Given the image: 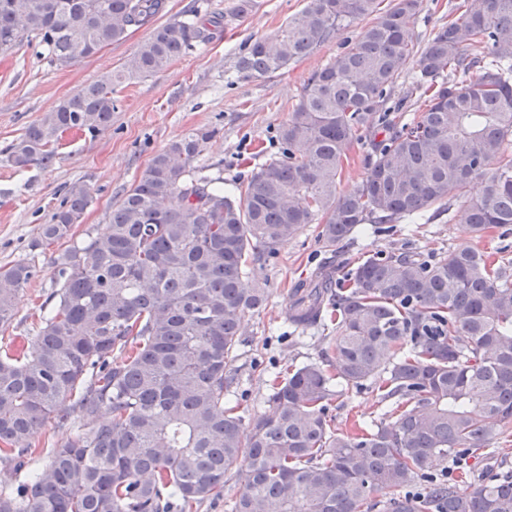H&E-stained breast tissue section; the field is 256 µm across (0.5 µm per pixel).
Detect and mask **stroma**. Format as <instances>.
<instances>
[{"label": "stroma", "mask_w": 512, "mask_h": 512, "mask_svg": "<svg viewBox=\"0 0 512 512\" xmlns=\"http://www.w3.org/2000/svg\"><path fill=\"white\" fill-rule=\"evenodd\" d=\"M237 3L168 0L171 17L192 5L202 14L224 13L216 39L176 59L162 73L117 87L120 103L111 126L92 140L65 134L51 167L33 164L17 169L0 161V267L27 262L37 269L18 296L16 318L0 327V346L34 335L36 326L27 315L58 286L52 258L104 232L113 204L170 141L195 128L215 130L195 165L202 175L223 178L228 189L279 153V126L287 120L311 74L341 51V41L332 39L272 76H244L238 61L248 39L277 31L306 0H252L248 12L239 17L232 14ZM147 35V30H138L66 67L52 64L34 42L0 55V152L65 97L119 69ZM76 184L89 188L91 202L72 239L34 247L39 226L49 223L66 190ZM463 211L464 202L457 199L450 214L385 225L382 231L358 237L337 252L323 248L317 225L309 224L278 247L274 257L251 265L245 281L266 288L268 299L259 313L243 321L240 356L231 367L233 389L242 395L246 415L265 410L270 383L284 367L321 361L330 348V327L299 330L288 322V300L297 281L324 265L344 274L360 253L396 250L406 243L437 256L464 246L483 252L512 248V235L503 238L495 230L481 238L472 235L459 221ZM385 410L375 393L349 390L330 401L327 414L333 428L346 432L354 423L381 417ZM88 430L76 412L70 413L64 426H45L32 440L34 465H46L54 448Z\"/></svg>", "instance_id": "stroma-1"}]
</instances>
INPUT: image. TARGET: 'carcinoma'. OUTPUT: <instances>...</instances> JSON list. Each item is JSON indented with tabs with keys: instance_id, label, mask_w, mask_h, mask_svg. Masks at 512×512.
Listing matches in <instances>:
<instances>
[{
	"instance_id": "obj_1",
	"label": "carcinoma",
	"mask_w": 512,
	"mask_h": 512,
	"mask_svg": "<svg viewBox=\"0 0 512 512\" xmlns=\"http://www.w3.org/2000/svg\"><path fill=\"white\" fill-rule=\"evenodd\" d=\"M382 2L307 0L246 44L239 71L264 77L373 18L308 80L278 128L281 156L226 191L193 167L216 131L191 129L152 157L104 233L54 258L60 288L35 349L0 351V462L23 476L0 485V512H193L223 496L239 459L250 476L231 512H512L511 470L477 480L462 467L512 424L507 251L429 258L407 245L368 254L340 281L316 271L293 291L288 319L329 321L332 360L288 370L247 424L229 405L240 324L267 300V289L244 286L246 269L305 225L336 249L369 220L439 215L463 197L475 236L512 226V0H464L423 46V0ZM165 9L166 0H0V54L36 40L61 67L150 29L121 68L27 127L3 161L47 167L64 134L96 138L118 109L116 87L166 70L220 24L195 10L159 24ZM411 60L426 105L395 127L390 90ZM364 138L367 175L339 193L343 158ZM89 202L72 186L37 244L73 237ZM35 274L0 267L1 327ZM338 386L369 388L401 413L339 432L326 415ZM68 402L90 432L30 469L33 434L67 419ZM437 462L453 473L433 471Z\"/></svg>"
}]
</instances>
